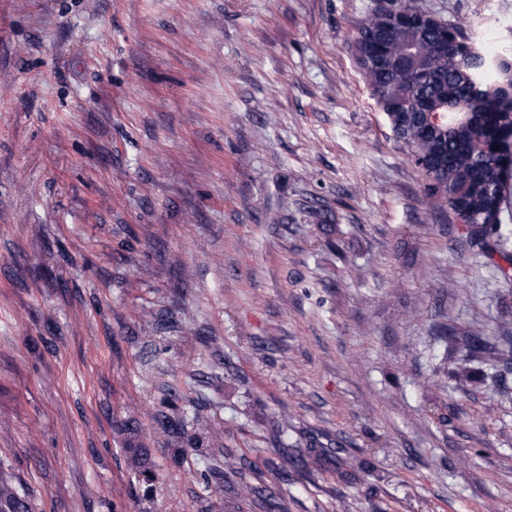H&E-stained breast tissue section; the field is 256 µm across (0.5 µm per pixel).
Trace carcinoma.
<instances>
[{
  "mask_svg": "<svg viewBox=\"0 0 512 512\" xmlns=\"http://www.w3.org/2000/svg\"><path fill=\"white\" fill-rule=\"evenodd\" d=\"M375 40L383 44L389 59L408 58V67L376 63L368 51ZM352 48L380 108L404 113L420 108L440 109L447 113V121L427 131L414 119L404 117V140L430 174L425 184L428 197L470 220V236L483 253L495 251L501 256L508 264L501 274L509 276L512 252L506 245L512 240V225L489 223L494 210L501 211L509 205V194L499 178L495 159L476 149L484 133L485 113L496 112L503 119L512 114V94L505 89L512 86V64L498 56L488 58L484 84L476 91L473 85L480 62L470 61L464 54H449L435 32L425 33L410 25L386 21L376 12L363 20ZM442 339L452 345L461 343L465 349L453 360L451 372L460 387L477 379L471 363L478 356L512 367V321L506 316L501 318L497 336H485L479 331L454 336L445 329ZM152 421L155 433L167 435L193 451L204 446L224 449L222 482L234 496L235 512H249L268 502L266 488L252 480L253 467L246 464L244 456L223 448L222 432L200 413L193 414L189 430L180 412H160L152 416ZM290 464L311 478L335 470L337 460L331 451L317 447L313 437L298 431L295 441L281 452V467L286 470Z\"/></svg>",
  "mask_w": 512,
  "mask_h": 512,
  "instance_id": "carcinoma-1",
  "label": "carcinoma"
}]
</instances>
